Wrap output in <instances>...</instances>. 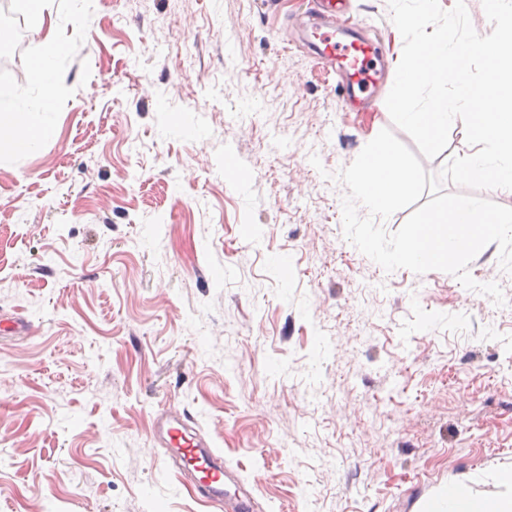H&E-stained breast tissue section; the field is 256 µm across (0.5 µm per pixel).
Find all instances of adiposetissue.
<instances>
[{"label": "adipose tissue", "instance_id": "1", "mask_svg": "<svg viewBox=\"0 0 512 512\" xmlns=\"http://www.w3.org/2000/svg\"><path fill=\"white\" fill-rule=\"evenodd\" d=\"M65 47L53 33H46L41 50L30 59L31 78L41 86V96L26 99L0 96V153H27L56 134V89L44 83L45 73L55 71ZM443 512H512V497H480L464 484L450 485L443 495Z\"/></svg>", "mask_w": 512, "mask_h": 512}]
</instances>
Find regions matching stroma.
<instances>
[{"mask_svg": "<svg viewBox=\"0 0 512 512\" xmlns=\"http://www.w3.org/2000/svg\"><path fill=\"white\" fill-rule=\"evenodd\" d=\"M0 93L65 42L57 135L0 155V512H223L157 425L178 416L253 512H422L512 486V275L388 273L334 175L393 128L303 39L313 0H52ZM397 67L388 0H347ZM405 145L412 138L393 128ZM320 166H313L310 155Z\"/></svg>", "mask_w": 512, "mask_h": 512, "instance_id": "35a3bbf8", "label": "stroma"}]
</instances>
